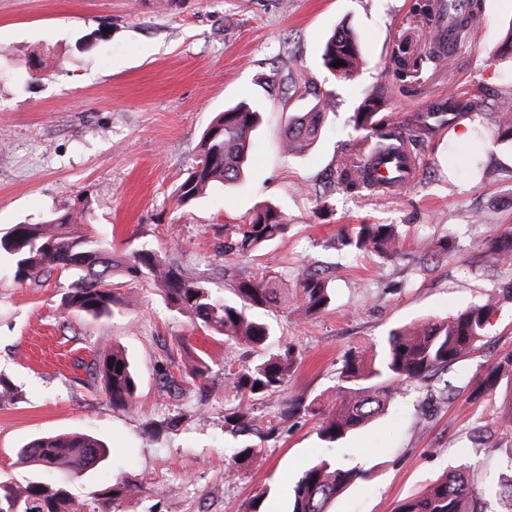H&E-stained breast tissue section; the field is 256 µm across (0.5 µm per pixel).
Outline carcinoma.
<instances>
[{
	"label": "carcinoma",
	"instance_id": "1",
	"mask_svg": "<svg viewBox=\"0 0 512 512\" xmlns=\"http://www.w3.org/2000/svg\"><path fill=\"white\" fill-rule=\"evenodd\" d=\"M483 3L468 0L466 8L451 14L450 27L462 34L483 22ZM359 47L352 31L341 27L325 41L321 59L334 75L348 77L355 72ZM342 60L344 64L334 66ZM326 94L307 112L295 115L284 129L282 146L287 152L301 153L316 141L322 124L332 110ZM261 119L258 105L241 103L218 112L206 127L200 141L196 164L177 190L184 205L206 193L216 183L238 180L247 163L250 137ZM355 137L350 150L336 162L337 184L347 191L363 190L372 182L374 167L399 158L402 165L412 157L413 137L403 124L379 112L376 98L365 99L353 113ZM499 127L505 140L512 142V93L501 100ZM288 229L282 212L266 203L246 224L233 225L224 237L219 255L224 257L257 253L280 238ZM339 244L359 251H374L389 259L401 253L405 236L395 224H361L343 229ZM449 239L419 242L421 259L428 261L448 253ZM114 243L93 232L87 223V209L72 211L41 224H15L0 234V259L9 260L19 283H40L56 272L75 278L71 292L63 296V307L92 317L113 312L121 304L114 270L122 268L130 281L153 288L173 310L224 342L262 348L274 336L272 326L256 314L280 299L277 276H242L235 284L234 302L213 296L206 282L173 262L158 249L141 248L122 260L114 256ZM496 262L512 261V234L488 245ZM294 304L309 317L331 304V288L318 270L308 271L296 283ZM496 296L472 305L451 317L431 316L413 326L397 327L384 340L345 353L336 385L324 401L311 400L303 411L321 416L319 439L333 447L353 430L388 410L392 395L402 385L429 382L432 392L446 401L453 386L445 375L482 336L489 316L496 308ZM298 353L289 342L278 352L251 366L230 374L229 384L238 403L224 411V424L230 430L244 428L250 418L251 402L276 396L297 367ZM95 377L100 379L112 405L131 408L136 404L139 381L127 356L112 350L96 356ZM505 386L506 394L495 416L505 431L512 433V351L497 359L474 390L484 394ZM16 463L31 473L19 481L0 476V512H87L90 505L78 501L63 482L41 479L43 470L80 475L93 463L107 459L108 449L87 434H58L37 437L14 450ZM256 451L245 444L238 448L228 473L253 461ZM357 467H345L329 458L308 465L294 484L289 512H329V505L349 485L366 477ZM506 494L512 498V475L508 483L486 482L484 491L475 488L474 471L461 465L444 471L417 495L398 503L393 512H489L491 497Z\"/></svg>",
	"mask_w": 512,
	"mask_h": 512
}]
</instances>
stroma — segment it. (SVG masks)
<instances>
[{
    "label": "stroma",
    "mask_w": 512,
    "mask_h": 512,
    "mask_svg": "<svg viewBox=\"0 0 512 512\" xmlns=\"http://www.w3.org/2000/svg\"><path fill=\"white\" fill-rule=\"evenodd\" d=\"M423 0H0V231L36 224L84 207L88 221L120 254L148 246L232 298L241 275L275 273L284 299L264 315L299 350L281 396L254 405L258 421L278 422L271 438L224 426L235 403L229 373L265 350L227 344L169 309L151 289L122 286L119 312L92 318L61 304L72 280L53 275L17 283L0 265V376L19 394L0 407V473L24 475L13 450L33 438L95 435L110 449L104 464L74 478L71 492L93 512H246L263 495L264 512H287L301 469L319 457L367 470L330 512H393L453 466L482 476L512 474V439L492 426L502 394L470 397L491 364L512 350V266L493 262L486 244L512 230V145L497 138L501 97L512 92V56L502 45L512 28V0H483L484 20L442 61H430L435 33L416 22ZM347 26L362 62L347 78L321 63L326 36ZM424 56L418 80L390 72L399 36ZM293 74L302 89L288 103L266 93L273 72ZM334 109L317 144L287 155L280 134L317 94ZM406 126L447 103L461 113L478 98L482 110L450 128L424 132L419 168L400 190L381 196L337 189L336 162L355 136L351 116L367 95ZM264 100L245 179L214 186L178 206L175 191L198 157L215 113ZM281 206L283 238L260 257L219 260L215 245L228 224H244L256 206ZM478 215L465 222V213ZM394 224L405 253L382 259L336 250L342 228ZM453 238L456 249L422 262L423 238ZM324 269L334 300L298 319L291 300L310 267ZM500 301L475 349L454 366L448 404H432L420 383L400 387L388 411L325 448L315 420L283 418L289 404L328 394L350 348L430 316L448 317L489 294ZM125 348L141 379L135 407H112L91 384L97 354ZM214 359L205 383H187L199 352ZM170 374L182 393L163 388ZM256 460L234 475L225 467L242 444ZM137 496L113 499L118 479Z\"/></svg>",
    "instance_id": "stroma-1"
}]
</instances>
